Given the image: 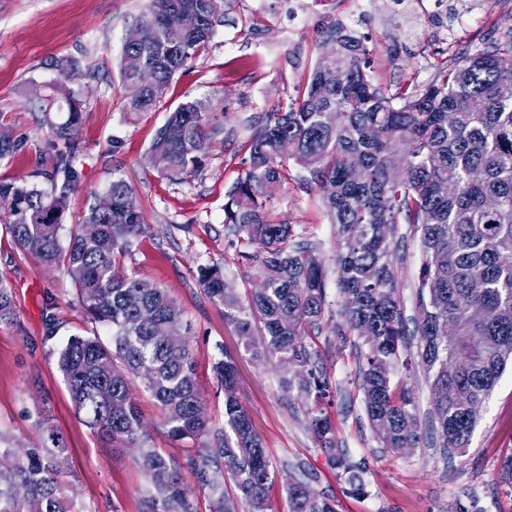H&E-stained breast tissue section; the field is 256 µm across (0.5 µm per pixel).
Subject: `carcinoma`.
<instances>
[{"mask_svg":"<svg viewBox=\"0 0 512 512\" xmlns=\"http://www.w3.org/2000/svg\"><path fill=\"white\" fill-rule=\"evenodd\" d=\"M224 23V0H147L125 34L119 76L122 113L135 122L156 111L175 76L208 50ZM335 58L318 56L298 96L264 113L242 144L241 176L227 194L224 223L245 243L259 246L241 259L257 263L259 284L241 295L215 266L197 268L208 298L258 358L293 368L283 388L306 404L310 427L333 466L365 493L359 466L336 454V436L323 400L328 384L311 362L306 338L323 331L326 266L319 247L295 241L291 225L269 219L271 204L291 176L305 170L306 186L322 192L336 226L337 288L346 327L361 339L358 358L363 405L383 447L401 453L422 440L416 404L394 376L405 336L418 337L417 365L432 408L429 428L443 454L466 448L486 402L512 360V98L499 93L512 80V33L437 68L423 90L387 96L365 71L366 49L342 24L325 32ZM130 55L152 72L149 82L126 70ZM59 78L73 82L78 63L56 61ZM217 104L186 97L150 145L158 173L187 179L198 171L211 139ZM85 102L74 93L66 111L44 112L49 128L45 164L51 190L0 181V223L16 249L43 265L64 263L74 278L82 314L112 330V346L73 337L58 364L78 414L112 448H134L149 483L141 512H199L181 466L147 446L132 392L138 379L154 399L176 440L213 437L189 459L199 489L209 490V512H275L267 497L271 462L243 405L232 359L214 372L224 390V426H211L183 311L167 290L120 268L144 230L130 184L115 179L112 210L89 209L60 244L62 218L79 174L71 160ZM22 141L0 122V159ZM407 225L401 232L400 225ZM421 253L414 299V331L400 298V264L408 237ZM14 289L0 277V325L16 322ZM40 446L18 450L0 435V512H72L60 492L66 448L45 420ZM288 512H336L333 501L292 478Z\"/></svg>","mask_w":512,"mask_h":512,"instance_id":"obj_1","label":"carcinoma"}]
</instances>
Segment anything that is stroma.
I'll return each instance as SVG.
<instances>
[{
	"label": "stroma",
	"mask_w": 512,
	"mask_h": 512,
	"mask_svg": "<svg viewBox=\"0 0 512 512\" xmlns=\"http://www.w3.org/2000/svg\"><path fill=\"white\" fill-rule=\"evenodd\" d=\"M145 0H0V116L22 139L21 151L0 161V181L24 180L47 187L40 174L48 127L34 102L35 90L50 94L56 59L70 57L80 76L71 88L86 101L73 165L79 182L63 218L61 244H68L84 214L106 192L113 177L125 178L143 208L145 229L125 272L166 288L183 311V332L193 351L198 383L215 426L224 422V393L213 373L220 355L233 358L242 400L274 467L268 495L277 512H288L287 476H309L314 490L333 500L336 512H512V367H507L479 413L468 447L446 463L429 444L404 453L382 446L363 407L356 336L334 331L341 298L333 262L336 227L329 223L319 187L289 181L272 206V217L291 224L296 240L310 241L326 261L327 323L307 342L329 384L326 412L336 446L360 466L366 492L355 494L309 429L306 406L281 385L283 367L246 351L222 306L212 303L196 281L202 265L219 266L238 291L253 286L256 269L241 262L245 244L224 223L226 193L242 167L241 145L271 105L296 97L321 52L323 29L347 21L343 5L327 0L300 16L289 0H224V24L209 49L176 75L168 96L222 101L208 153L196 174L176 181L151 168L147 152L166 110L124 122L119 64L125 33ZM426 17L416 36L398 31V15L372 8L349 23L369 50L367 73L386 93L427 85L439 64L456 51L440 40L453 26L452 11L422 0ZM512 32V7L492 0L484 27L466 33L461 48L477 50L490 34ZM120 147H113V140ZM15 289L16 325L0 326V433L25 446L37 444L39 411H46L66 445L68 468L61 491L73 512H140L146 477L135 450L121 453L95 437L73 408L58 367L60 349L74 336L111 343L106 326L87 320L75 284L63 265L48 267L22 255L0 224V276ZM56 327L47 331L45 316ZM148 444L186 464L209 437L176 442L167 435L155 402L143 386L134 389Z\"/></svg>",
	"instance_id": "stroma-1"
}]
</instances>
